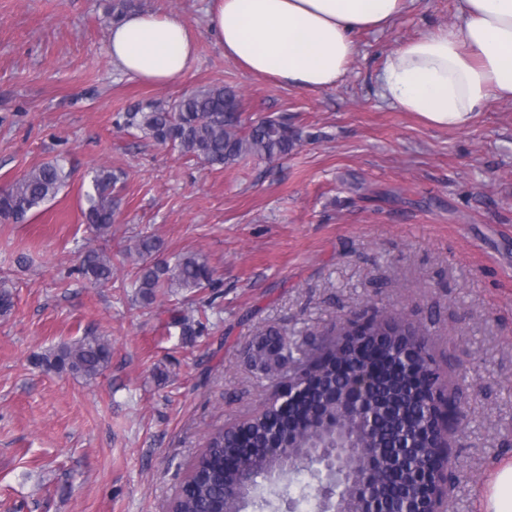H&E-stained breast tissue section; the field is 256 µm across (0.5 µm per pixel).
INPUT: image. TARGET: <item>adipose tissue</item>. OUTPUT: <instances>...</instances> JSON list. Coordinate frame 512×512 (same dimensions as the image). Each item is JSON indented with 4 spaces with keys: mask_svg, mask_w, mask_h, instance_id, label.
<instances>
[{
    "mask_svg": "<svg viewBox=\"0 0 512 512\" xmlns=\"http://www.w3.org/2000/svg\"><path fill=\"white\" fill-rule=\"evenodd\" d=\"M406 0H211L209 28L249 73L305 90L336 87L356 55L354 35L382 29ZM108 49L126 75L166 84L187 73L193 34L178 18L130 13ZM383 98L430 125L459 127L490 99H512V0H460L457 22L399 45L378 77ZM479 512H512V461L483 486Z\"/></svg>",
    "mask_w": 512,
    "mask_h": 512,
    "instance_id": "1",
    "label": "adipose tissue"
}]
</instances>
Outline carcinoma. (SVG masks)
<instances>
[{"label":"carcinoma","instance_id":"obj_1","mask_svg":"<svg viewBox=\"0 0 512 512\" xmlns=\"http://www.w3.org/2000/svg\"><path fill=\"white\" fill-rule=\"evenodd\" d=\"M241 101L236 91L215 84L165 103L151 102L124 115V124L140 130L160 144H170L182 153L211 165L224 166L244 155L272 159L288 155L294 145L288 125L262 118L245 125L240 116ZM70 172L58 159L43 163L0 192V221L19 223L28 213L53 199L65 187ZM120 176L100 167L93 171L90 188L84 194L86 224L99 237L112 233L114 186ZM158 243L149 236L139 238L128 248L136 261L135 286L141 300L153 301L162 288H204L214 283L213 270L199 254H186L173 265L149 261ZM79 273L95 286L112 282V260L100 249L85 251L79 260ZM424 341V328L405 319L371 315L358 334L333 338L314 353L283 336L274 328L251 344L250 360L267 375L281 370L294 354L308 360L307 386L284 411L265 409L228 430L215 431L207 448L196 459L185 488L174 500L175 512H242L247 483L240 472L224 465L225 460L243 458L255 478L284 479L289 465L317 448L332 446L344 437L355 451L345 456L341 471L345 487L338 488L342 512H367L370 502L402 512L412 509L410 492L413 466L433 453L425 434L427 416L424 390L415 370L416 359L409 348ZM112 348L99 336H85L74 343H63L40 363L50 370L68 371L93 379L111 363ZM370 367L374 372L373 394L364 402L374 429L370 440L361 437L356 422L337 425L311 416L323 409L336 415L348 372ZM294 438L279 454H269L266 446L275 438ZM376 449V458L387 480L367 482L368 454L362 447Z\"/></svg>","mask_w":512,"mask_h":512}]
</instances>
